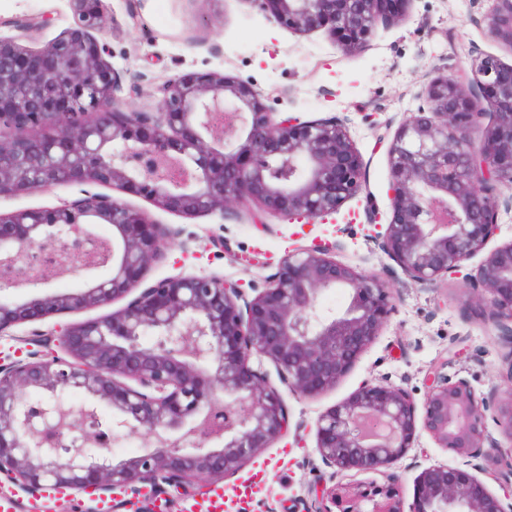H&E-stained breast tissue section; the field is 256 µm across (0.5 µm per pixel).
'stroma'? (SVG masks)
<instances>
[{
	"label": "stroma",
	"instance_id": "obj_1",
	"mask_svg": "<svg viewBox=\"0 0 512 512\" xmlns=\"http://www.w3.org/2000/svg\"><path fill=\"white\" fill-rule=\"evenodd\" d=\"M112 18L105 37L111 63L123 78L140 75L135 88H122L131 109H158L156 88L186 71H222L250 81L276 112H291L304 121L348 119L350 135L365 167L364 196L344 202L339 212L317 224H302L267 213L255 223L251 209L228 216L183 214L156 208L151 199L128 197V204L157 223L182 233L198 234L193 252L172 248L149 267L145 280L183 274H219L244 288H265L288 251L311 245L335 246L338 260L381 277L395 290V310L379 339L356 361L336 386L307 398L281 382L271 362L262 368L280 392L290 415L286 437L261 449L223 485L227 499L248 491L249 512H316L321 501L314 488L334 484L383 485L400 478L404 499L413 496L414 480L433 464L463 466V458L436 447L419 432L414 447L391 474H334L315 450V422L326 409L349 397L369 380L390 383L424 398V376L441 367L455 379L470 380L477 392L507 390L493 333L467 315L469 274L442 278L432 289L409 281L377 246L392 210L387 195V146L400 122L424 104L423 91L438 75L466 80L474 60L492 56L512 66V48L495 40L484 17L492 0H413L399 22H377L370 46L348 53L335 46L327 31L300 33L240 4L239 0H104ZM46 15L52 23L32 33L25 46L38 49L73 27L68 0H0V33L9 34L16 17ZM224 239L216 252L210 236ZM465 339L463 353L448 351Z\"/></svg>",
	"mask_w": 512,
	"mask_h": 512
}]
</instances>
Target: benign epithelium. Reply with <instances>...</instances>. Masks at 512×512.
<instances>
[{"mask_svg":"<svg viewBox=\"0 0 512 512\" xmlns=\"http://www.w3.org/2000/svg\"><path fill=\"white\" fill-rule=\"evenodd\" d=\"M410 0H242L301 33L325 29L346 51L370 45L377 20L393 21ZM75 25L38 50L19 42L49 18L14 22L20 37L0 36V197L77 188L47 212L0 213V335L28 327L38 346L0 363V478L22 490L44 487L136 494L167 486L195 494L238 471L286 436L288 409L253 359L271 361L293 391L315 396L333 386L379 336L394 310L392 289L339 261L328 248L288 253L272 284L255 295L219 274L173 275L141 286L148 267L190 240L121 198H150L183 214H233L252 204L313 224L363 191L364 161L345 121L274 118L249 81L186 71L157 88L158 111L124 106L122 78L104 38V0H69ZM484 21L512 48V0H496ZM221 112L225 122L214 115ZM481 130V138L471 131ZM306 164L298 166L299 156ZM392 217L378 243L422 288L485 253L470 278L472 309L497 330L512 382V241L490 252L498 211L512 189V67L486 56L466 86L432 79L425 105L404 119L388 149ZM101 251L67 256L58 270L110 267L79 292L44 293L56 273L29 271L31 251L75 237ZM345 288V310H318L321 292ZM126 303L105 316L45 326L54 314ZM151 335L145 345L141 337ZM417 404L408 390L365 382L315 423L316 451L336 472H376L401 461L420 431L463 458L493 460L487 413L512 447V387L486 395L441 368L424 378ZM92 401L70 407L65 392ZM231 398L226 402L219 394ZM112 409L103 418L98 405ZM128 431L156 439L141 454L114 461L90 446ZM181 435L165 446L162 434ZM321 512H512L472 472L431 465L416 477L407 504L396 485H334Z\"/></svg>","mask_w":512,"mask_h":512,"instance_id":"7a95c632","label":"benign epithelium"}]
</instances>
